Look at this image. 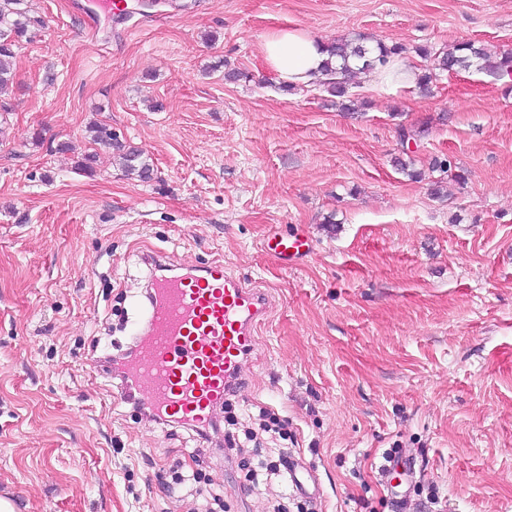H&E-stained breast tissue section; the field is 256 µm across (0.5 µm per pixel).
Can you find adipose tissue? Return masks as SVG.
I'll list each match as a JSON object with an SVG mask.
<instances>
[{
    "mask_svg": "<svg viewBox=\"0 0 512 512\" xmlns=\"http://www.w3.org/2000/svg\"><path fill=\"white\" fill-rule=\"evenodd\" d=\"M321 47V40L303 31L282 28L264 39L261 54L266 66L279 81L301 86L320 77L325 59Z\"/></svg>",
    "mask_w": 512,
    "mask_h": 512,
    "instance_id": "obj_1",
    "label": "adipose tissue"
}]
</instances>
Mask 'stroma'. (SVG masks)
Wrapping results in <instances>:
<instances>
[{
    "instance_id": "1",
    "label": "stroma",
    "mask_w": 512,
    "mask_h": 512,
    "mask_svg": "<svg viewBox=\"0 0 512 512\" xmlns=\"http://www.w3.org/2000/svg\"><path fill=\"white\" fill-rule=\"evenodd\" d=\"M73 0L14 58L0 128V496L15 512H198L177 483L204 452L225 512H512V76L437 71L361 112L318 84L284 91L261 57L283 28L442 52L512 49V0H162L165 20L106 12L82 35ZM235 70L239 79H227ZM111 125L154 164L125 176L86 128ZM422 130L411 180L399 127ZM67 142L71 151L58 152ZM97 151L95 175L77 172ZM465 184L436 192L434 158ZM335 216L336 225L325 222ZM307 239L275 258L269 240ZM160 252L224 259L273 299L233 397L238 423L198 438L121 400L126 350ZM288 421L242 461L260 408ZM301 457L251 480L262 459Z\"/></svg>"
}]
</instances>
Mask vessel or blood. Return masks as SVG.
I'll return each mask as SVG.
<instances>
[{
	"instance_id": "1",
	"label": "vessel or blood",
	"mask_w": 512,
	"mask_h": 512,
	"mask_svg": "<svg viewBox=\"0 0 512 512\" xmlns=\"http://www.w3.org/2000/svg\"><path fill=\"white\" fill-rule=\"evenodd\" d=\"M151 264L135 333V383L163 419L208 425L255 350L271 299L220 259L176 267L155 257Z\"/></svg>"
}]
</instances>
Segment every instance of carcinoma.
Listing matches in <instances>:
<instances>
[{
    "instance_id": "cac0c4a2",
    "label": "carcinoma",
    "mask_w": 512,
    "mask_h": 512,
    "mask_svg": "<svg viewBox=\"0 0 512 512\" xmlns=\"http://www.w3.org/2000/svg\"><path fill=\"white\" fill-rule=\"evenodd\" d=\"M23 0H0V35L10 37V42H0V94L6 92L14 82L12 59L14 48L30 32L33 21L28 18L26 11L21 8ZM327 59L321 67L319 84L332 96L343 99L340 103L342 110L355 112L357 108L351 102L344 101L347 95L348 76L355 73L351 67L350 59L363 60L362 69H374L383 66L390 59L402 53V47L387 45L382 41L376 42L372 47L373 57L365 58L366 49L360 39H344L330 43L326 46ZM437 65L442 70H453L457 67L467 68L472 65L484 71L491 77L501 78L512 75V50L491 52L486 48H478L471 42H462L448 53L436 56ZM90 141L94 145L103 146L113 150L114 158L119 167L128 176H136L142 181L151 178L154 170L153 164L143 156L138 149L126 146L112 135L110 127L102 122H95L88 127ZM432 168L440 171L448 179L458 183L465 181V176L456 170V166L449 158L436 159Z\"/></svg>"
}]
</instances>
